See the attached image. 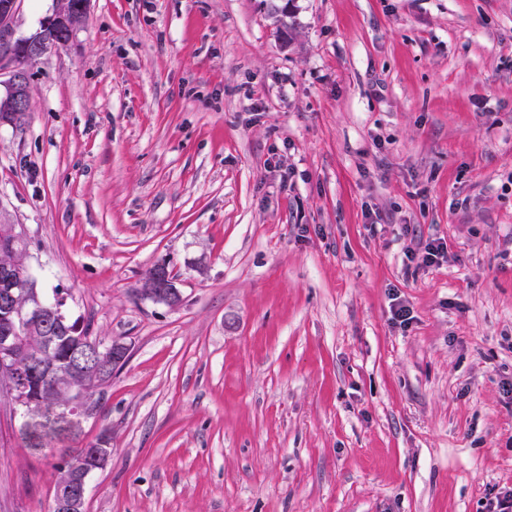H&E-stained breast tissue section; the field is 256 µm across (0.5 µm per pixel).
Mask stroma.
<instances>
[{"label": "stroma", "instance_id": "35a3bbf8", "mask_svg": "<svg viewBox=\"0 0 512 512\" xmlns=\"http://www.w3.org/2000/svg\"><path fill=\"white\" fill-rule=\"evenodd\" d=\"M0 224L128 347L77 428L0 396V512H50L61 439L103 432L86 512L512 488V0H88L0 124ZM157 264L177 308L139 293Z\"/></svg>", "mask_w": 512, "mask_h": 512}]
</instances>
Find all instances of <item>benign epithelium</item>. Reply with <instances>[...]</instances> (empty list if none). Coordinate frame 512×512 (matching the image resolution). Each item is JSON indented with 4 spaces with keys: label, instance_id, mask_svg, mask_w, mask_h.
I'll use <instances>...</instances> for the list:
<instances>
[{
    "label": "benign epithelium",
    "instance_id": "obj_1",
    "mask_svg": "<svg viewBox=\"0 0 512 512\" xmlns=\"http://www.w3.org/2000/svg\"><path fill=\"white\" fill-rule=\"evenodd\" d=\"M57 7L46 16L40 28L27 36L17 34L15 16L21 0H0V121L7 122L17 112L28 107L30 71L18 66L16 57L25 56L37 61L49 50L66 46L76 28L85 17L87 0L77 4L74 0H56ZM22 268L8 261H0V304L11 310V319L0 326V368L11 371L15 382L5 387L10 403L23 408V416L47 415L56 412L55 406L28 402L22 394L25 377L31 361L26 359L22 336L28 330L27 317L34 309L43 307L37 292L27 293L29 306L19 309L14 304L12 283ZM142 293L155 303L176 306L181 300L179 291L159 279L144 283ZM128 356L126 347L112 343L108 356L97 344H87L72 353V368L79 374L88 373L87 366L98 374L122 365ZM71 396L68 411L59 415H78L87 407L88 399L81 386L74 383L66 388ZM112 455L108 438L87 449V454L71 461L56 477L52 512H84L89 473L102 469Z\"/></svg>",
    "mask_w": 512,
    "mask_h": 512
}]
</instances>
